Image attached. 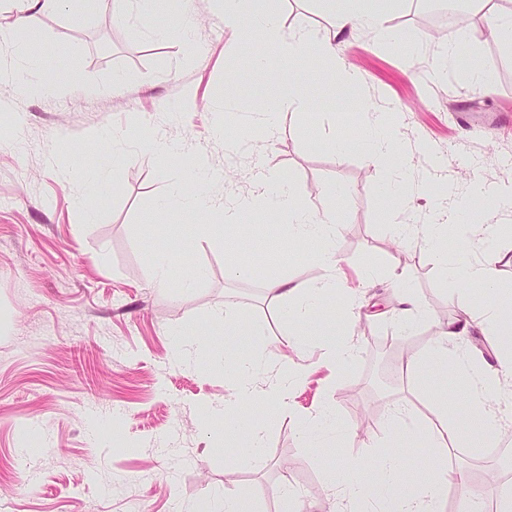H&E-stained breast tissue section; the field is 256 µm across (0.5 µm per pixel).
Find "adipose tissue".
I'll return each instance as SVG.
<instances>
[{"label": "adipose tissue", "mask_w": 512, "mask_h": 512, "mask_svg": "<svg viewBox=\"0 0 512 512\" xmlns=\"http://www.w3.org/2000/svg\"><path fill=\"white\" fill-rule=\"evenodd\" d=\"M318 2L322 12L332 18L330 27L284 32L275 0H223L224 25L230 29L246 28L249 37L276 44L289 64L299 65L309 58H318L321 65L310 77L312 84L326 89L339 86L349 92L356 91L362 79L356 71L338 68L337 47L357 29L372 31L383 42L397 41L398 36L388 26L387 17L399 0ZM18 3L17 17L8 27H0V42L25 48L33 46L37 40L27 25L29 11L52 13L76 7L91 12L99 0H18ZM132 3L138 5L157 35H166L175 24L184 31L194 25L181 0H112L114 19H121ZM244 72L269 89L267 96L251 107L250 138L273 137L282 116L300 115L313 108L314 103L306 90L296 81L284 80L274 73L264 57L249 56ZM360 110L366 117L364 131L353 141L336 139L332 147L339 152L358 147L369 163L390 168L391 178L382 187V201L399 219L392 227L393 238L399 241L412 233L422 234L434 246V260L447 267L449 278L462 291L479 288L499 293L495 271L506 256L493 245L500 232L495 216L500 210L512 207V190L501 189L498 197L490 199L484 213L482 229L487 247L483 260L474 263L463 256L448 258L440 246L441 241L452 234L467 239L472 225L460 219L458 205L448 202L436 207L428 223L406 222L411 196L403 177L412 168L414 157L400 148L397 137L399 114L365 101L361 102ZM345 201L346 194L340 191L335 193L331 208L318 209L296 196L287 177L262 174L256 180L253 194L231 209L219 204L207 186L194 179L178 183L160 202L164 209H179L200 216L215 215L221 222L234 226L241 225L248 212L276 213L288 237L306 243L310 258L324 271L323 276L312 284H302L284 275L278 276L273 283L274 295L286 302L283 316L288 325L290 353L280 357L277 378L270 386L260 388L253 381L259 354L227 358L211 347L202 349L208 364L223 368L232 383V393L224 402V429L246 433L251 448L261 447L263 425L259 419L243 413V406L259 400L272 407L274 413H292L290 394L309 369L308 364L294 357L304 345V329L318 321L324 298L343 288L334 238L340 221L339 211ZM477 332L497 337L499 357L496 366L484 364L466 350L470 336ZM433 363L451 375L468 380L466 404L452 408L447 397L433 396L435 420L425 430L432 452L422 466L413 470L407 469L404 463V451L413 447L419 424L410 409H395L387 422V439L380 446V462L373 470L371 481L358 479L357 474L364 463L355 457L332 471L330 483L339 490L343 502L336 512H371L376 505L382 512H442L444 491L451 482L459 488V512H474V494L470 486L463 475L448 469L445 458L452 448H493L498 444L503 421L495 403L505 388L512 387V312L490 306L478 318L449 320L434 342L412 358L409 367L416 374Z\"/></svg>", "instance_id": "ef3b65f1"}]
</instances>
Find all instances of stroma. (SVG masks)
Segmentation results:
<instances>
[{
    "instance_id": "1",
    "label": "stroma",
    "mask_w": 512,
    "mask_h": 512,
    "mask_svg": "<svg viewBox=\"0 0 512 512\" xmlns=\"http://www.w3.org/2000/svg\"><path fill=\"white\" fill-rule=\"evenodd\" d=\"M432 0H403L388 17L402 46L356 32L340 50L346 67L362 77L363 97L395 108L399 136L415 151L412 197L415 221L427 218L442 185L467 199L468 223L482 221L485 203L468 199L465 177L474 172L492 187H512V55L486 20L438 34ZM196 19L189 39L154 35L140 15L114 20L111 0L95 13L31 15L38 40L30 54L0 46V60L24 76L74 80L51 95L22 92L0 81V512H197L216 497L249 496L259 512H281V491L300 493L307 512H333L328 474L343 458L378 462L390 408L414 406L422 425L434 419L428 397L401 378L407 355L419 353L443 322L479 315L490 300L461 292L418 236L391 238L380 188L387 170L358 149L334 151L330 142L355 135L357 108L331 96L306 125L283 120L279 133L254 140L248 153L226 152L220 128L243 130L250 104L267 88L248 80L228 87L245 53L266 57L273 70L307 84L317 59L292 66L274 44L241 43L225 30L219 0H187ZM194 56H187L185 41ZM468 43L447 80L429 77L448 44ZM493 76L484 92L472 90L470 65ZM121 84H114V77ZM117 141L99 137L103 128ZM179 145L172 163L152 144ZM205 156L211 192L228 205L249 195L259 173L288 176L295 193L317 207L343 189L349 201L336 228L348 286L372 277L357 300L359 317L336 328L357 344L356 360L342 373L323 353L328 337L310 338V373L295 389L293 415L265 414L263 446L204 426L208 408L230 394L223 369L203 368L199 357H173V329L214 342L227 354L261 344H284L282 308L267 293L273 276L316 282L321 269L288 242L280 224L256 217L247 235L220 225L188 234L189 214L156 209L172 184ZM109 165L114 182L95 190V171ZM250 243L253 269L229 276L227 265ZM168 254L175 275L158 284L153 251ZM410 286L427 309L409 333L399 325L398 283ZM233 306L241 324L258 323L265 338L218 334L216 319ZM329 407L346 430L342 447L315 450L300 435L302 421ZM235 446L226 455L225 445ZM448 467L488 478L489 504L512 489V449L491 457L471 448L448 451Z\"/></svg>"
}]
</instances>
